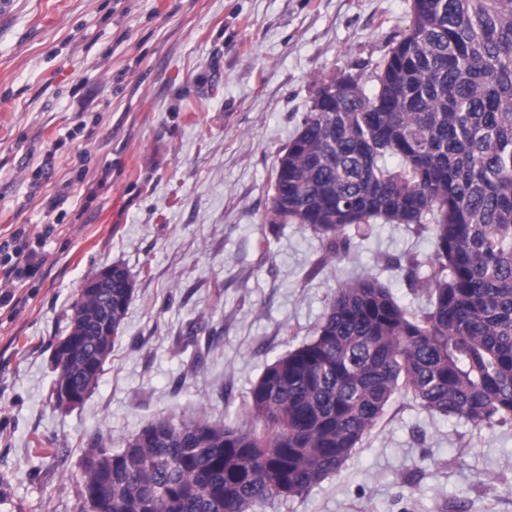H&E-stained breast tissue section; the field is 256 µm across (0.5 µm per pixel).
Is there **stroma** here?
<instances>
[{
	"label": "stroma",
	"mask_w": 512,
	"mask_h": 512,
	"mask_svg": "<svg viewBox=\"0 0 512 512\" xmlns=\"http://www.w3.org/2000/svg\"><path fill=\"white\" fill-rule=\"evenodd\" d=\"M408 0H0V238L53 224L36 276L0 274V512H83L88 448L162 417L244 421L268 364L315 336L336 288L374 276L426 301L429 233L377 222L326 262L271 227L277 154L321 77H368ZM67 195L49 211V198ZM134 296L95 389L56 406L52 355L87 275ZM512 512V423L481 430L396 393L340 471L257 512Z\"/></svg>",
	"instance_id": "1"
}]
</instances>
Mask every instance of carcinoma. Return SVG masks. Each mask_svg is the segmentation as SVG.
<instances>
[{
  "instance_id": "carcinoma-1",
  "label": "carcinoma",
  "mask_w": 512,
  "mask_h": 512,
  "mask_svg": "<svg viewBox=\"0 0 512 512\" xmlns=\"http://www.w3.org/2000/svg\"><path fill=\"white\" fill-rule=\"evenodd\" d=\"M411 24L375 66L323 78L274 166L266 223L301 224L323 260L371 225L432 235L434 272L408 259L427 304L410 312L377 278L339 286L310 341L247 394L249 426L163 417L112 449V512H255L338 472L404 391L474 428L512 420V0H411ZM398 159V167L386 157ZM112 280V341L134 293ZM102 297L80 292L67 335L92 341Z\"/></svg>"
}]
</instances>
